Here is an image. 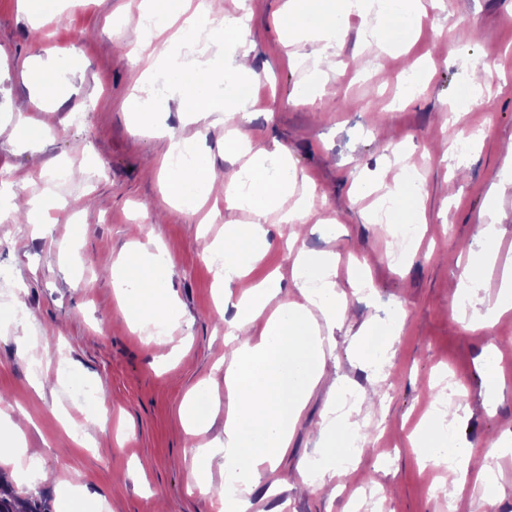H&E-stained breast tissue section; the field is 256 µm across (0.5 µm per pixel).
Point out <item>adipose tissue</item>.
Here are the masks:
<instances>
[{
    "label": "adipose tissue",
    "instance_id": "obj_1",
    "mask_svg": "<svg viewBox=\"0 0 512 512\" xmlns=\"http://www.w3.org/2000/svg\"><path fill=\"white\" fill-rule=\"evenodd\" d=\"M377 20L372 27L371 45L377 50H400L396 32L408 30L422 8L421 0H378ZM361 0H285L278 14L284 42L307 41L316 44L314 69L328 63L339 41L347 34L351 13H365ZM192 41L200 50L214 46L224 49V65L205 63L173 65L176 47L158 44L159 30L138 27L133 63L140 67L139 81L149 87L158 75L174 80L179 89L197 95L219 85L233 84L250 77L253 46L249 27L239 17L186 18ZM252 101L236 96L233 112L224 116L236 144L245 147L247 161L236 171H216L212 163L197 165L171 175L163 197L165 203L206 201L223 197L231 207L247 205L255 217L251 224H229L224 238L206 244V251L224 254V270L216 276L221 288L238 287L237 320L229 334L236 347L224 362V437L209 447L198 449L189 475L202 494L211 487L202 476L215 455L224 457V478L229 485L218 499L222 512H249L250 498L264 472L277 468L287 455L295 426L316 389H324L327 409L322 431L333 432L329 453L339 457L347 432L356 422L336 425V400L345 386L341 377L325 370L323 333L341 327L350 315L344 290L336 280V258L326 253L298 254L290 278L269 273L261 281L249 274L270 249L267 218L277 213L281 201L295 190L296 176L290 173L286 152H269L241 128L240 117L250 112ZM164 255L157 243L134 241L112 266V282L129 323L144 328L157 320L178 327V304L163 279ZM291 288H284V281ZM262 325L260 336H253L255 325ZM465 417V408L456 394L436 404L429 413L416 445L426 461L444 460L453 474L443 487L448 498L465 489L472 463L469 446L449 441L446 427Z\"/></svg>",
    "mask_w": 512,
    "mask_h": 512
}]
</instances>
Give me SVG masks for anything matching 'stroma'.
Wrapping results in <instances>:
<instances>
[{
	"mask_svg": "<svg viewBox=\"0 0 512 512\" xmlns=\"http://www.w3.org/2000/svg\"><path fill=\"white\" fill-rule=\"evenodd\" d=\"M0 0V186L26 196L52 188L58 221L40 230L27 218L0 216V304L25 300V314L0 322V405L26 411L24 443L34 469L50 481L20 480L9 462L0 476L19 495L34 493L49 512H216L215 499L188 487L197 442L224 433V368L232 348L225 330L237 310L223 306L203 244L223 238L226 223L249 224L250 211L171 206L162 199L156 164L164 140L133 134L124 108L137 69L127 53L137 35L124 25L143 0H59L56 20L43 22ZM283 0H187L188 10L250 16L255 44L250 131L268 150L286 149L292 165L315 183L310 211L297 225L272 228V247L253 272L290 269L283 242L336 255V280L347 284L360 267L372 281L369 296L350 300V317L332 336L327 371L376 399L365 427L369 448L337 482L335 496L302 484L298 472L320 453V414L326 395L310 398L287 456L271 480L275 494L257 490L251 512H353L374 501L378 512H476L471 492L448 505L438 494L451 476L444 464L422 463L411 437L429 414L441 377L463 393L468 418L455 431L482 464L501 435L512 432V373H502L501 402L484 400L480 357L488 342L512 349V314L489 329L468 328L467 297H453L464 278L481 225L498 213L497 260L479 292L493 307L505 265H512V0H431L426 23L403 51H363L369 25L353 19L324 75L310 63L313 46L284 47L273 23ZM122 29H115V21ZM53 57L71 95L55 102L50 132L34 147L15 142L21 112L32 110L28 69ZM419 66V87L404 95L400 78ZM486 71L488 84L472 100L469 71ZM316 94L315 105L300 101ZM481 131L456 170L448 132ZM82 169L77 182L53 177L59 165ZM421 173L412 209L420 237L413 255L389 260L386 228L370 223L392 179L390 167ZM361 184L352 197L353 184ZM141 240L165 248V278L179 302L182 327L146 343L117 306L109 271L127 248L129 225ZM382 353L386 378L369 366ZM39 371H32V363ZM198 395L206 432L183 427L181 407ZM80 416L94 445L74 444L59 426V411ZM68 449L65 457L57 449ZM84 485L73 496V484Z\"/></svg>",
	"mask_w": 512,
	"mask_h": 512,
	"instance_id": "obj_1",
	"label": "stroma"
}]
</instances>
